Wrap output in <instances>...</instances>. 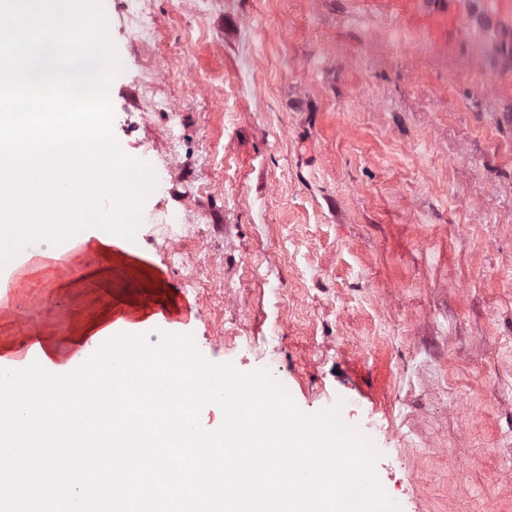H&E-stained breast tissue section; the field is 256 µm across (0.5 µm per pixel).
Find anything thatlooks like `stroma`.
<instances>
[{"label": "stroma", "mask_w": 512, "mask_h": 512, "mask_svg": "<svg viewBox=\"0 0 512 512\" xmlns=\"http://www.w3.org/2000/svg\"><path fill=\"white\" fill-rule=\"evenodd\" d=\"M142 9L153 42L133 40ZM123 70L110 87L127 155L178 151L145 209L194 212L183 241L220 278L195 287L150 225L137 263L72 250L112 292L177 289L214 363L287 381L298 407L342 405L372 439L402 512H512V81L470 24L442 47L387 0H107ZM32 274L0 342L69 335Z\"/></svg>", "instance_id": "1"}]
</instances>
